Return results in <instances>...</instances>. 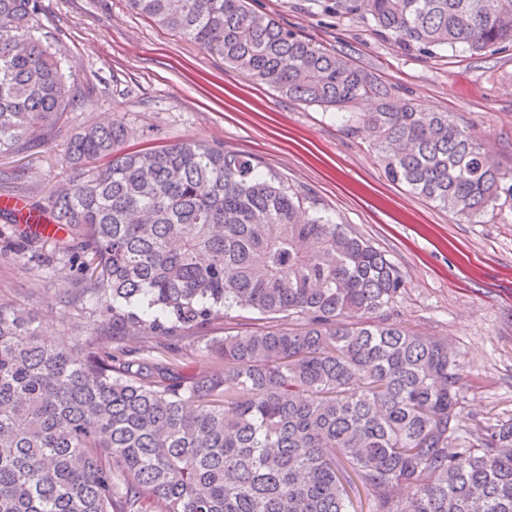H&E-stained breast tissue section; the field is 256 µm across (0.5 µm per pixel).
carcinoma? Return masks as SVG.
I'll use <instances>...</instances> for the list:
<instances>
[{"label": "carcinoma", "mask_w": 512, "mask_h": 512, "mask_svg": "<svg viewBox=\"0 0 512 512\" xmlns=\"http://www.w3.org/2000/svg\"><path fill=\"white\" fill-rule=\"evenodd\" d=\"M251 80L359 116L387 175L470 221L505 173L446 112L394 100L348 57L249 0H128ZM418 51L512 46V0H328ZM42 0H0V155L41 143L82 96L40 22ZM120 120L68 146L78 179L49 196L56 232L0 210L15 257L72 284L59 296L112 316V342L43 338L0 297V512H512V418L464 430L448 342L393 321L405 282L346 224L203 141L125 146ZM233 310L261 330L205 346L177 378L175 351Z\"/></svg>", "instance_id": "carcinoma-1"}]
</instances>
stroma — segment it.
I'll return each mask as SVG.
<instances>
[{
	"label": "stroma",
	"mask_w": 512,
	"mask_h": 512,
	"mask_svg": "<svg viewBox=\"0 0 512 512\" xmlns=\"http://www.w3.org/2000/svg\"><path fill=\"white\" fill-rule=\"evenodd\" d=\"M66 73L83 96L45 145L0 157L10 189L46 200L75 177L65 153L85 124L122 119L135 141L205 140L256 158L384 252L405 288L395 321L447 338L462 377L460 424L512 417V47L422 54L396 46L367 17H336L319 0H250L312 44L372 71L398 101L449 113L472 128L506 174L495 209L470 223L390 180L357 123L256 83L221 56L135 14L127 0H43ZM68 288L51 271L0 256V295L35 310L49 338L71 346L111 328L80 308L60 310Z\"/></svg>",
	"instance_id": "stroma-1"
}]
</instances>
